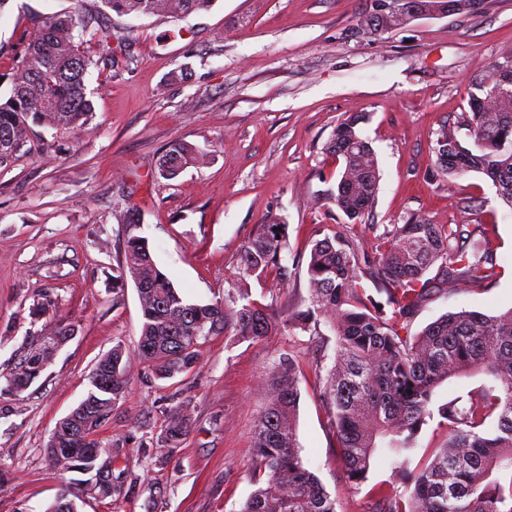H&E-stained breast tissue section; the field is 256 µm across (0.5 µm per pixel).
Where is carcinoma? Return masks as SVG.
<instances>
[{
  "instance_id": "cac0c4a2",
  "label": "carcinoma",
  "mask_w": 512,
  "mask_h": 512,
  "mask_svg": "<svg viewBox=\"0 0 512 512\" xmlns=\"http://www.w3.org/2000/svg\"><path fill=\"white\" fill-rule=\"evenodd\" d=\"M120 14L187 15L206 10L213 0H101ZM91 42L105 66L132 62L128 45L91 14L56 15L40 29L18 61L10 89L0 96V167L26 145L31 124L80 132L90 123L94 105L85 77L92 59L81 47ZM496 68L472 80L469 111L453 127H440L433 148L448 149V164L436 173L450 179L469 172L488 176L501 201L512 209V94L489 96L484 81ZM363 115L340 122L326 144L340 170L326 200L350 224H363L379 192L377 155L363 137ZM169 165L158 167L164 180L177 178L197 160L189 143L175 141L165 150ZM129 226L124 259L115 269L114 293L133 271L144 288L137 355L158 380L190 371L210 336L228 328L243 339L260 340L277 330L279 314L232 289L224 302H191L156 264L147 238ZM374 256H359L342 234L312 242L304 307L288 312L295 328L335 336V356L327 371L326 394L348 481L367 482L375 460L407 464L416 438L434 416L448 421V441L410 473L412 489L404 496L393 487L372 488L371 512H512V308L498 314L449 312L420 333L409 332V319L437 292L465 283L479 286L497 276L489 239L465 224H433L421 214L374 236ZM243 275L261 280L275 272L289 278L288 224L272 214L257 225L240 249ZM435 275H430L431 270ZM369 276L377 296L366 293ZM128 360L117 344L102 356L89 377L90 389L75 412H84L82 447L66 452L50 435L47 454L64 472L89 471L100 454L95 432L125 398ZM49 363L45 337L5 377L0 394L17 395L38 378L34 369ZM482 371L494 384L432 409L435 389L448 378ZM294 356L283 351L273 362L271 389L256 419L252 450L265 479L238 512H336L335 503L304 463L294 415L299 393ZM188 433L182 409L175 407L161 436L168 447Z\"/></svg>"
}]
</instances>
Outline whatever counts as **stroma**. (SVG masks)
<instances>
[{"label":"stroma","mask_w":512,"mask_h":512,"mask_svg":"<svg viewBox=\"0 0 512 512\" xmlns=\"http://www.w3.org/2000/svg\"><path fill=\"white\" fill-rule=\"evenodd\" d=\"M365 0H215L185 17L121 15L101 0H8L0 9V93L46 17L80 9L129 44L131 65L90 67L95 106L84 131L33 126L16 160L0 167V374L40 335L47 316L77 332L41 377L17 397L0 395V512H45L62 488L78 512H239L261 475L251 440L273 359L298 363L296 429L306 466L336 512H369V491L398 483L376 463L366 484L347 479L324 395L334 336L279 329L259 341L211 337L192 370L159 381L135 357L142 321L133 281L112 292L123 260V210L135 204L157 265L188 300H223L247 289L260 303L300 306L307 260L319 233L373 249V226L409 213L434 224H466L490 240L499 276L491 284L439 293L410 320L419 333L460 310L512 308V209L483 174L432 176L435 132L468 109L473 76L512 48V0H485L465 16H425L376 37L358 34ZM379 162L368 225L333 219L320 193L339 171L325 147L347 117ZM175 140L197 162L157 178ZM288 222L289 282L242 277L239 250L267 216ZM131 357L128 393L96 436L98 465L119 493L105 496L97 473L59 472L46 453L57 423L86 396L94 363L115 345ZM189 432L174 448L159 438L173 406Z\"/></svg>","instance_id":"1"}]
</instances>
